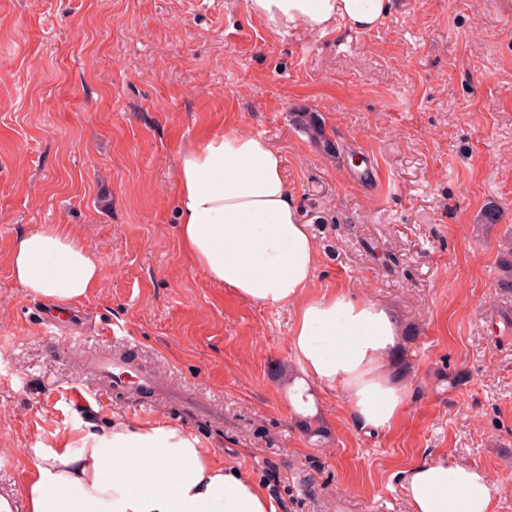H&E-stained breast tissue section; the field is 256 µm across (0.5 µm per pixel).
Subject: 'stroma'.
<instances>
[{"label":"stroma","instance_id":"1","mask_svg":"<svg viewBox=\"0 0 512 512\" xmlns=\"http://www.w3.org/2000/svg\"><path fill=\"white\" fill-rule=\"evenodd\" d=\"M318 113L338 150L298 128ZM236 127L284 159L319 253L315 288L385 304L410 337L398 424L369 435L311 386L298 415L288 336L192 270L176 163ZM499 209L479 231L487 207ZM68 224L106 269L75 304L84 337L46 334L12 278L20 233ZM512 233V0H392L370 31L277 32L249 0H0V462L24 489L32 448L94 415L165 419L251 476L276 512H411L400 474L434 454L482 469L512 512V303L495 288ZM119 351L196 399L116 392L82 368ZM463 382L449 387L447 375Z\"/></svg>","mask_w":512,"mask_h":512}]
</instances>
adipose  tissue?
<instances>
[{
  "mask_svg": "<svg viewBox=\"0 0 512 512\" xmlns=\"http://www.w3.org/2000/svg\"><path fill=\"white\" fill-rule=\"evenodd\" d=\"M275 31H369L391 0H249ZM262 136L234 128L201 137L177 161L178 237L191 267L266 308L298 304L289 348L300 383L340 390L360 426L392 428L407 402L386 362L401 324L379 302L344 291L311 294L318 250ZM14 281L66 307L101 287L105 272L66 224L20 234L9 251ZM28 512H276L251 477L214 458L198 436L166 421L105 417L75 439L32 449ZM411 512H494L499 487L478 467L435 456L405 470Z\"/></svg>",
  "mask_w": 512,
  "mask_h": 512,
  "instance_id": "obj_1",
  "label": "adipose tissue"
}]
</instances>
